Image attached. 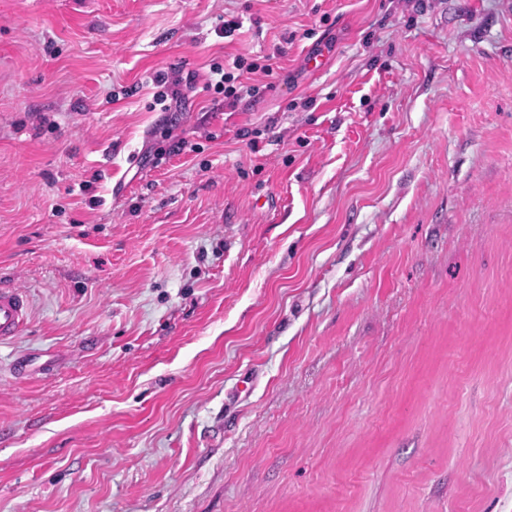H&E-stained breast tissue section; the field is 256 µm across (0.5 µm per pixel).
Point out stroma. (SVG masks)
Segmentation results:
<instances>
[{"label": "stroma", "mask_w": 512, "mask_h": 512, "mask_svg": "<svg viewBox=\"0 0 512 512\" xmlns=\"http://www.w3.org/2000/svg\"><path fill=\"white\" fill-rule=\"evenodd\" d=\"M2 283L0 512H512V0H0ZM233 66L235 70L238 71V75L234 77L231 72H224V69L220 66L211 67L204 84L203 89L207 91L212 87L217 90L224 89V97L232 101L238 99L239 95L237 92V87L240 89L242 87H246V91H248V86L244 85L243 82L239 81L238 86H234L235 80H240L245 74H253L261 69L262 72L269 74L272 73V65L268 64L262 68H258L254 63H248L247 58L239 55L233 61ZM232 83V84H231ZM29 303L18 288L0 285V341L14 338L26 321Z\"/></svg>", "instance_id": "35a3bbf8"}]
</instances>
